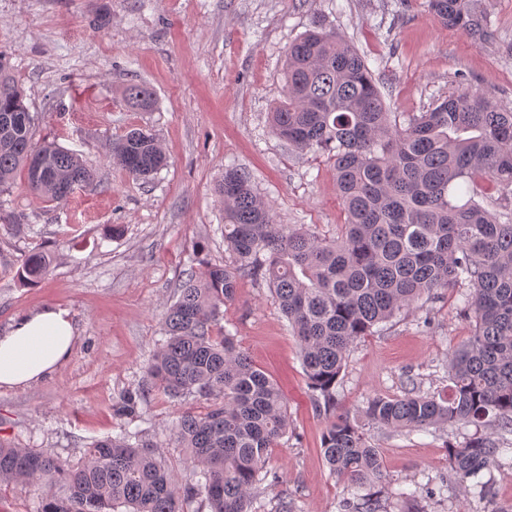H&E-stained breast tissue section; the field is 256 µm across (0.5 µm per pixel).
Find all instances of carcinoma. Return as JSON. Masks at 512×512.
<instances>
[{"mask_svg": "<svg viewBox=\"0 0 512 512\" xmlns=\"http://www.w3.org/2000/svg\"><path fill=\"white\" fill-rule=\"evenodd\" d=\"M446 27L476 44L496 40L481 0H428ZM283 92L271 132L289 148L333 161L346 214L340 236L306 224H279L254 192L249 174L224 169V243L231 260L183 280L164 319L165 341L148 366L152 386L173 400L195 396L207 412H185L175 433L192 464L179 488L143 433L122 431L87 446L77 462L44 449L0 441V487L25 482L41 491L38 512H184L200 499L209 512H249L252 494L272 476V451L290 421L277 383L257 368L224 317L238 280L261 279L273 291L300 347L315 404L330 406L352 345L424 296L468 283L471 336L448 356V386L367 401L368 420L391 431L427 432L461 424L475 433L448 445V477L465 484L494 466L512 468V110L463 90L399 125L387 111L364 58L322 22L288 44ZM147 110L145 83L126 90ZM33 118L0 62V192L24 168L30 191L61 204L94 182L79 156L33 140ZM114 160L146 179L165 163L155 135L134 128L112 143ZM49 258L29 254L22 279L46 277ZM146 386L123 395L117 416L139 417ZM321 452L347 484L345 512H381L371 487L381 478L379 450L347 415L329 421Z\"/></svg>", "mask_w": 512, "mask_h": 512, "instance_id": "carcinoma-1", "label": "carcinoma"}]
</instances>
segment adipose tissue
Listing matches in <instances>:
<instances>
[{"mask_svg": "<svg viewBox=\"0 0 512 512\" xmlns=\"http://www.w3.org/2000/svg\"><path fill=\"white\" fill-rule=\"evenodd\" d=\"M76 327L66 310L47 306L18 318L0 335V388L37 383L69 357Z\"/></svg>", "mask_w": 512, "mask_h": 512, "instance_id": "adipose-tissue-1", "label": "adipose tissue"}]
</instances>
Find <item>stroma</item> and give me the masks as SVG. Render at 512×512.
<instances>
[{
	"label": "stroma",
	"mask_w": 512,
	"mask_h": 512,
	"mask_svg": "<svg viewBox=\"0 0 512 512\" xmlns=\"http://www.w3.org/2000/svg\"><path fill=\"white\" fill-rule=\"evenodd\" d=\"M490 8L499 39L477 45L443 26L426 0H0V60L24 92L35 142L78 153L95 174L60 205L20 180L0 193V334L46 305L78 327L52 377L0 388V439L74 461L93 440L139 429L176 483L190 482L173 429L182 412L204 411L205 400L154 390L132 421L114 407L147 380L189 256L199 255L198 272L230 258L215 192L225 167L249 173L278 223L332 237L346 220L328 157L298 154L270 131L289 43L316 19L336 29L366 57L400 123L463 89L512 109V0H490ZM137 82L153 88V108L128 102ZM133 128L155 134L167 157L146 180L110 157L113 140ZM15 217L22 229L11 226ZM34 251L46 252L51 268L29 283L17 271ZM461 306V287L441 290L358 340L327 413L315 408L298 343L266 283L241 278L221 325L277 381L291 419L269 462L279 480L255 490L251 512H277L284 498L294 512H344L347 487L321 454L333 412L360 420L379 449L385 512H512V469L484 471L492 489L484 500L441 483L447 445L465 442L473 427L392 432L363 418L372 397L444 385L449 352L472 331Z\"/></svg>",
	"instance_id": "1"
}]
</instances>
